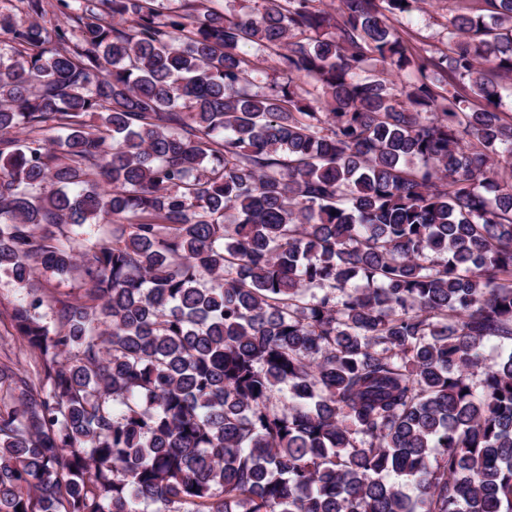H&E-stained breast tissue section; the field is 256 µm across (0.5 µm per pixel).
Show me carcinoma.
<instances>
[{"label": "carcinoma", "instance_id": "carcinoma-1", "mask_svg": "<svg viewBox=\"0 0 512 512\" xmlns=\"http://www.w3.org/2000/svg\"><path fill=\"white\" fill-rule=\"evenodd\" d=\"M1 1L0 512H512V0ZM419 5L423 9L412 14L405 34L418 46L448 53V22L463 6L480 13L476 10L481 9L483 3L480 0H426ZM17 296L18 289L12 279L0 273V364L33 373L37 369L34 358L25 343L18 336H12L9 312ZM36 286L38 292L45 297L46 305L41 308V312L44 315V321L50 324H53L60 308L58 301L71 300L72 296L79 292V288H86L82 287L78 280L69 276L40 278ZM510 352H512V342H501L492 338L485 343L481 350L482 366L492 367Z\"/></svg>", "mask_w": 512, "mask_h": 512}]
</instances>
